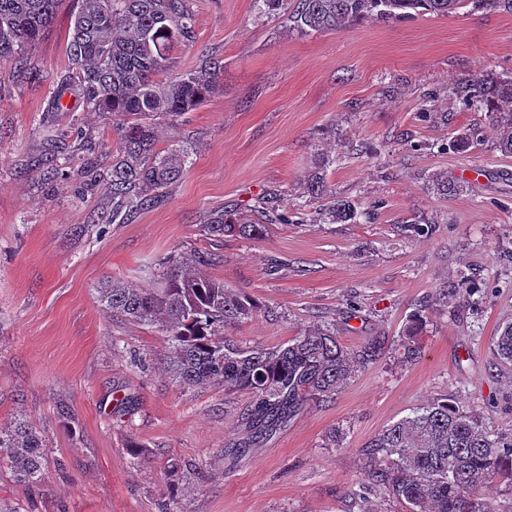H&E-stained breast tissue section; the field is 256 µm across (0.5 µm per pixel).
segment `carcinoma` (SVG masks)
<instances>
[{"instance_id": "obj_1", "label": "carcinoma", "mask_w": 512, "mask_h": 512, "mask_svg": "<svg viewBox=\"0 0 512 512\" xmlns=\"http://www.w3.org/2000/svg\"><path fill=\"white\" fill-rule=\"evenodd\" d=\"M465 0H298L288 20L302 32L342 30L376 15L404 20L421 13L447 15ZM60 0H0V57H12L25 68L26 49L46 33ZM474 9L512 11V0H470ZM67 45L68 67L56 82L50 109L62 112L69 94L94 111L120 117L112 165H90L81 176L104 183L112 200V223L158 202L160 193L183 175V147L156 149L153 121L180 116L203 104L218 87V74L187 72L169 75L171 53L188 38L194 15L188 0H77ZM466 106L489 113L500 152L512 155V80L478 78L456 89ZM472 128L448 147L468 150L483 141ZM320 161L305 177L313 201L327 195ZM254 217L217 211L205 225L213 237L243 240L260 237L269 224H288L292 213L277 193L255 201ZM327 224H355L357 206L334 199L321 209ZM196 258L172 259L159 285L132 288L109 281L97 290L103 310L112 317L155 327L169 345L168 368L184 389L221 385L224 393L253 397L247 423L257 438L286 426L310 401L329 402L357 369L376 361L382 344L369 338L359 349L339 342L335 330L315 325L274 348L243 347L228 330L252 319L261 305L224 282L188 271ZM428 320L424 310L408 316L399 339L400 359L421 356L420 336ZM498 363L512 366V322L496 336ZM0 452L11 464L14 479L41 481L48 449L40 432L25 421L0 426ZM368 482L351 491L354 512H373V493L385 491L406 512H497L482 490L500 478L512 482V434L495 435L474 415L435 398L388 425L365 445Z\"/></svg>"}]
</instances>
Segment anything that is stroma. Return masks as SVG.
Masks as SVG:
<instances>
[{"instance_id": "35a3bbf8", "label": "stroma", "mask_w": 512, "mask_h": 512, "mask_svg": "<svg viewBox=\"0 0 512 512\" xmlns=\"http://www.w3.org/2000/svg\"><path fill=\"white\" fill-rule=\"evenodd\" d=\"M75 6L61 0L26 76L0 58V425L24 416L51 450L34 487L0 457V501L20 512H349L365 444L434 398L512 433V369L494 347L512 322V155L486 112L453 94L480 75L512 79V14L468 6L304 34L285 12L257 15L253 0H191L194 32L171 69L219 67V87L181 118L156 119L158 148L190 146L186 170L153 207L110 224L104 191L77 170L111 163V117L72 97L68 111L48 109ZM473 126L487 130L481 145L446 149ZM325 156L330 195L356 202L359 223L271 224L256 240L204 234L213 211L249 215L276 189L307 204L304 177ZM469 169L477 177L463 179ZM437 176L464 184L444 195ZM402 224L434 233L406 238ZM200 253L210 259L196 272L266 308L231 329L245 347L273 348L324 321L350 348L393 340L449 282L473 276L479 296L435 305L416 364L386 348L330 403L256 441L251 395L182 389L164 335L110 317L97 299L105 281L152 286L170 255ZM335 427L346 432L338 446Z\"/></svg>"}]
</instances>
